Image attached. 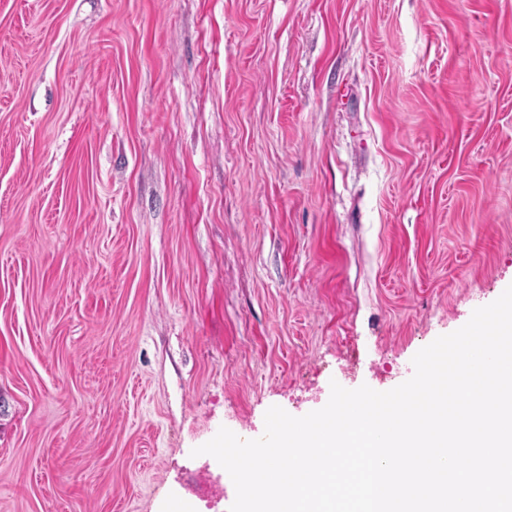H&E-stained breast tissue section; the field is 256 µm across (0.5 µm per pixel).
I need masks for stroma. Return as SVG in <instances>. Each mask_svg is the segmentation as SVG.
Listing matches in <instances>:
<instances>
[{
	"label": "stroma",
	"mask_w": 512,
	"mask_h": 512,
	"mask_svg": "<svg viewBox=\"0 0 512 512\" xmlns=\"http://www.w3.org/2000/svg\"><path fill=\"white\" fill-rule=\"evenodd\" d=\"M511 285L512 0H0V512H229Z\"/></svg>",
	"instance_id": "1"
}]
</instances>
